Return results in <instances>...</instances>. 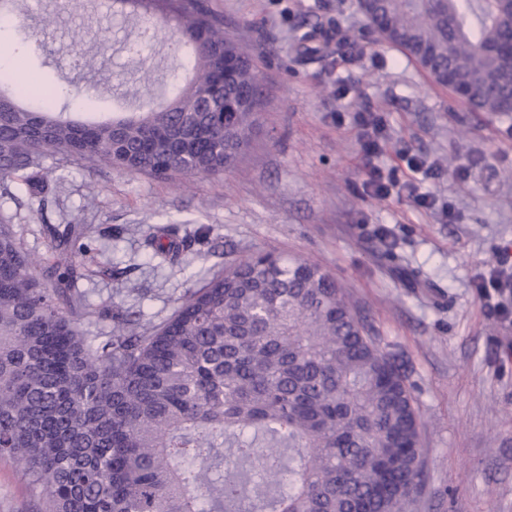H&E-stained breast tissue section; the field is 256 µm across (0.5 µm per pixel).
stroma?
Here are the masks:
<instances>
[{
	"mask_svg": "<svg viewBox=\"0 0 512 512\" xmlns=\"http://www.w3.org/2000/svg\"><path fill=\"white\" fill-rule=\"evenodd\" d=\"M209 3L252 53L266 95L261 128L236 166L171 181L50 156L47 207L16 182L0 194V222L37 257L43 279L54 261L44 223L86 226L89 272L77 286L90 306L80 323L87 336L111 335L116 307L141 309V327L159 325L229 259L275 252L321 266L408 375L426 450L420 512H512V323L474 286L497 250L512 249V125L471 111L381 45L354 0ZM37 12L56 17L41 47L21 51L10 20L0 49L12 53L17 79L52 90L54 108L79 112L90 99L99 113L144 112L190 76L182 52L144 37L155 14L101 0H38ZM327 19L360 53L332 48L301 61L294 47L305 25ZM148 66L150 85L139 80ZM338 77L350 87L342 99ZM365 109L389 126L386 164L404 151L440 162L434 189L454 222L406 198L364 194L353 115ZM468 158L470 177L458 182L454 170ZM166 224L198 238L177 266L146 257L145 237ZM38 508L22 470L0 459V512Z\"/></svg>",
	"mask_w": 512,
	"mask_h": 512,
	"instance_id": "1",
	"label": "stroma"
}]
</instances>
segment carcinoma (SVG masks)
<instances>
[{
  "instance_id": "obj_1",
  "label": "carcinoma",
  "mask_w": 512,
  "mask_h": 512,
  "mask_svg": "<svg viewBox=\"0 0 512 512\" xmlns=\"http://www.w3.org/2000/svg\"><path fill=\"white\" fill-rule=\"evenodd\" d=\"M154 26L192 58L191 79L156 110L75 119L0 93V188L44 159L145 174L220 176L243 157L265 94L251 55L208 0H166ZM367 29L475 112L512 115V79L491 49L512 32L504 0H367ZM305 32L302 60L317 52ZM81 231L54 235L56 277L0 226V458L16 462L42 512H418L420 417L395 355L329 272L260 252L225 264L140 332L119 309L82 335ZM165 225L146 240L170 265L191 246Z\"/></svg>"
}]
</instances>
